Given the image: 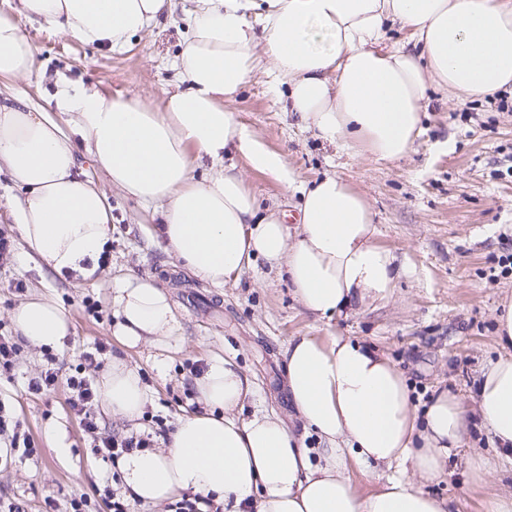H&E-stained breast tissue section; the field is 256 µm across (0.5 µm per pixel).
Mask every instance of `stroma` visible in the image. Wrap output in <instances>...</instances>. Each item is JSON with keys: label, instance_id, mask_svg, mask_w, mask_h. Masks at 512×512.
<instances>
[{"label": "stroma", "instance_id": "stroma-1", "mask_svg": "<svg viewBox=\"0 0 512 512\" xmlns=\"http://www.w3.org/2000/svg\"><path fill=\"white\" fill-rule=\"evenodd\" d=\"M195 6V0H176L174 21L160 22L120 51L95 50L21 20L40 68L23 80H0V103L18 97L35 108L46 107L60 75L78 87L161 103L177 86L172 62ZM232 109L270 149L286 156L297 182L336 174L369 199L378 242L394 250L408 270L391 301L350 318L321 319L296 301L286 275L261 262L224 287H212L184 271L162 238L150 236L151 212L115 190L109 193L111 261L97 279L77 282L26 256L9 207L18 191L1 172L0 233L13 241L14 258L0 268V332L13 334V308L43 296L71 318V333L55 352L57 366L68 367L95 343L110 344L112 357L139 369L152 397L144 416L134 420L95 407L102 429L122 435L144 428L151 415L164 417L172 428L180 418L202 412L194 380L208 354L218 351L234 358L256 385L247 411L277 412L306 447H316V436L305 434L288 403L283 351L292 337L303 335L339 332L373 346L403 374L416 408H424L441 389L471 403L483 369L501 350L496 337L500 304L512 298V273L503 274L499 264L512 255V93L451 100L431 89L413 152L383 163L351 157L304 129L283 112L267 76L249 83ZM235 162L262 208L278 210L285 224H296L299 192L250 169L243 157ZM130 275L154 279L170 293L184 326L182 350L161 355L149 346L127 348L116 341L112 287ZM88 296L97 301L98 313L87 312ZM19 345L13 370L0 375V400L22 421L37 453L0 467V504L22 500L30 512H42L45 500L52 499L65 512L71 498L84 494L98 512H107L99 490L112 473L110 465L92 455L91 440L70 410L66 391L47 397L28 392L29 378L47 361L29 341ZM57 426L67 433L66 447H56L49 435ZM493 448L487 427L469 413L462 443L448 458L447 475L424 484V491L450 499L453 512H484L491 492L512 490V470L495 475L489 486H477L469 480L466 462L474 451Z\"/></svg>", "mask_w": 512, "mask_h": 512}]
</instances>
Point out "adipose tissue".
Instances as JSON below:
<instances>
[{"label":"adipose tissue","instance_id":"ef3b65f1","mask_svg":"<svg viewBox=\"0 0 512 512\" xmlns=\"http://www.w3.org/2000/svg\"><path fill=\"white\" fill-rule=\"evenodd\" d=\"M175 0H18L0 10V79L36 70L17 17L119 50L170 19ZM406 44L383 49L392 27ZM285 82V109L318 137L355 156L410 155L429 88L487 96L512 90V0H196L177 58L182 90L161 105L59 82L53 112L0 104V163L19 195L13 215L24 244L49 268L96 277L110 235L107 188L158 205V232L183 269L215 287L256 260L285 271L308 312L350 317L388 302L406 269L377 241L368 198L342 177L303 185L299 222L262 211L235 165L290 186L285 155L268 149L230 110L259 74ZM85 145L106 181L81 173ZM204 175H197L198 167ZM113 336L125 347L171 351L184 341L175 304L154 281L130 276L112 289ZM15 331L53 350L71 331L45 297L12 312ZM502 355L481 376L475 412L497 445L467 461L473 484L512 462V301L497 315ZM288 397L321 445L308 448L273 412L237 415L253 383L214 355L197 377L203 412L181 418L161 451L122 457L135 499L161 504L192 492L224 512H452L424 492L440 477L466 429L460 400L440 392L424 411L402 373L361 340L340 333L292 337L283 351ZM99 392L106 411L133 420L148 403L138 370L113 361ZM391 475L360 494L352 471Z\"/></svg>","mask_w":512,"mask_h":512}]
</instances>
